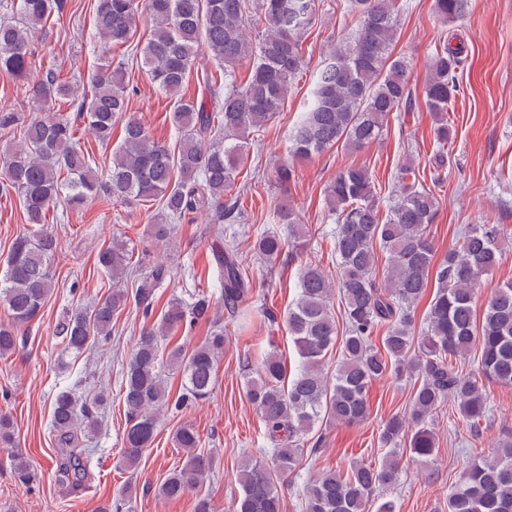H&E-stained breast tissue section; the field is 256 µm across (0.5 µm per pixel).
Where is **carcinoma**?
<instances>
[{
  "mask_svg": "<svg viewBox=\"0 0 512 512\" xmlns=\"http://www.w3.org/2000/svg\"><path fill=\"white\" fill-rule=\"evenodd\" d=\"M357 25L331 45L317 72L312 101L290 133L291 152L310 159L338 144L360 150L382 134L389 115L412 96V62L394 57L391 47L399 29L394 0H350ZM470 0H434L436 16L444 23L466 15ZM0 73L16 80L27 77L35 49L34 35L52 17L64 15L65 0H0ZM317 0H98L96 33L108 47H123L132 37L138 15L152 21L150 37L136 45L141 64L161 90L178 95L195 67L200 49L224 66V86L207 82L209 100L179 99L175 124L186 131L173 154L153 139L136 117L125 120L124 137L102 180L90 155L76 145L78 123L101 144H109L118 118L126 112L124 74L101 65L89 77L91 95L79 85L59 81L48 69L32 86V99L41 108L59 98L78 101L74 116L52 121L36 117L24 121L19 113L0 109V135L19 143L3 165L0 197L22 200L30 229L14 240L6 270L0 278V301L10 321L0 324V356L12 353L22 328L36 320L55 288L52 265L60 250L58 238L44 228L47 215L59 203L81 208L91 197L139 205L162 201L160 222L150 225L159 242L170 239L174 226L213 212L218 224H240L244 212L224 197L232 195L236 178L249 158L252 134L283 111L288 92L300 76L304 58L302 37L315 18ZM465 47L446 43L427 60L422 86L425 108L434 117L435 164L445 168V147L455 138L448 122V105L461 89ZM247 68L248 78L236 84V70ZM294 165L281 161L270 178L286 187L295 181ZM415 166L408 158L396 168L391 182L392 205L381 215L380 195L364 166L340 170L325 188L328 214L335 217L336 260L341 279L335 287L320 266H300L298 294L285 316L288 335L300 358L295 369L276 352L261 357L255 374L245 382V395L256 406L272 445L270 460L247 459L240 466L241 491L230 512H282L279 477L292 471L303 456L305 438L316 423L354 424L369 415L368 392L377 380L403 374L415 378L409 413L392 415L380 438L389 448L384 463L374 468L353 462L347 469L328 470L304 489L303 512H369L374 493L398 479L400 450L426 460L436 448L435 418L450 401L469 429L476 432L489 415L485 382L512 386V283L493 289L475 313V288L502 256L507 230L502 224H471L458 247L435 262L426 236L438 200L431 189L412 182ZM294 240L306 236L299 213L289 207L276 211ZM257 253L269 264L291 255L277 234L255 241ZM390 256L382 281L374 275L377 250ZM132 260V249L121 240L98 254L99 266L119 282ZM223 272L222 302L229 317L239 312L250 290L234 241L216 252ZM435 273L436 291L420 341L413 336V307L429 288ZM170 278V267L155 262L132 292L112 296L90 307H77L58 325L67 352L81 354L89 345L112 335V319L132 302L150 317L157 290ZM343 306L344 332H338L332 296ZM216 312L204 292L185 304L174 299L161 319L145 326L123 371V401L127 425L122 463L136 465L154 441L160 414L179 412L210 398L217 378V362L227 341L224 328L204 342L186 349L165 351L162 341L173 331L212 322ZM386 327L382 345L373 343ZM479 342L481 369L463 372L474 342ZM339 348L335 370L326 356ZM181 373L183 392L171 398L165 373ZM106 403L100 394L82 401L70 390L56 394L51 429L60 455L59 480L76 486L87 479L84 442L99 427V411ZM176 447L186 452L180 469L158 486L157 494L176 499L198 488L212 470L211 457L197 451L201 439L190 425L174 434ZM15 481L27 487L40 483L36 465L19 450L8 453ZM448 512H512V443L492 458H481L465 470L448 490Z\"/></svg>",
  "mask_w": 512,
  "mask_h": 512,
  "instance_id": "obj_1",
  "label": "carcinoma"
}]
</instances>
